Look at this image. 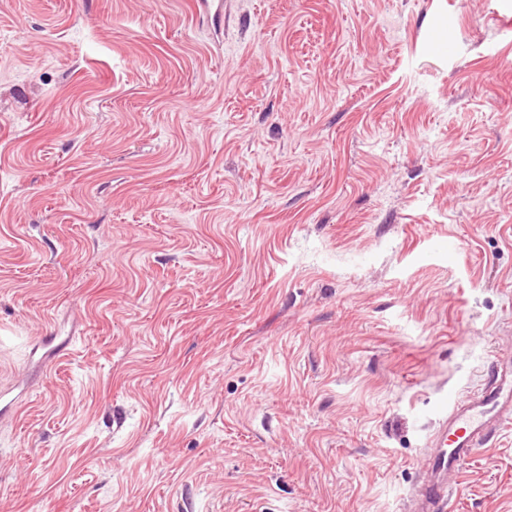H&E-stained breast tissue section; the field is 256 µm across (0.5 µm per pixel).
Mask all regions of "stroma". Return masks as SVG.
<instances>
[{"mask_svg":"<svg viewBox=\"0 0 512 512\" xmlns=\"http://www.w3.org/2000/svg\"><path fill=\"white\" fill-rule=\"evenodd\" d=\"M223 2L0 0V512H406L512 362V0Z\"/></svg>","mask_w":512,"mask_h":512,"instance_id":"stroma-1","label":"stroma"}]
</instances>
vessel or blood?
Returning a JSON list of instances; mask_svg holds the SVG:
<instances>
[{
    "label": "vessel or blood",
    "mask_w": 512,
    "mask_h": 512,
    "mask_svg": "<svg viewBox=\"0 0 512 512\" xmlns=\"http://www.w3.org/2000/svg\"><path fill=\"white\" fill-rule=\"evenodd\" d=\"M512 423V365L491 363L483 384L455 399L425 460L427 478L412 497L411 512H448L453 496L450 476L477 448Z\"/></svg>",
    "instance_id": "1"
}]
</instances>
